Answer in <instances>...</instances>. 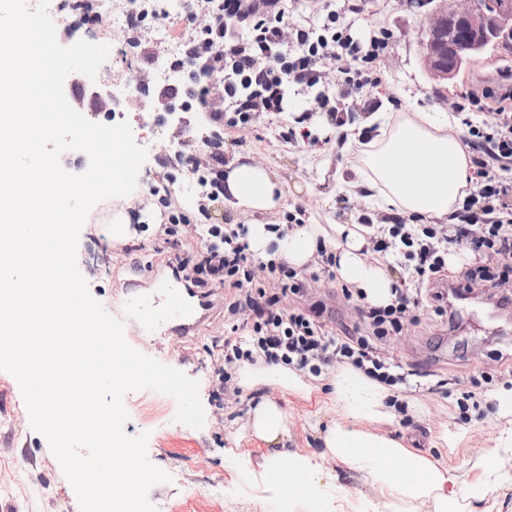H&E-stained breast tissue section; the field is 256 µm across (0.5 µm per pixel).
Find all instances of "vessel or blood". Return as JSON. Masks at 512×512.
I'll list each match as a JSON object with an SVG mask.
<instances>
[{"instance_id":"obj_1","label":"vessel or blood","mask_w":512,"mask_h":512,"mask_svg":"<svg viewBox=\"0 0 512 512\" xmlns=\"http://www.w3.org/2000/svg\"><path fill=\"white\" fill-rule=\"evenodd\" d=\"M220 297V291L203 295L164 275L153 262H142L126 284L123 318L161 350L172 339L198 333L210 321Z\"/></svg>"}]
</instances>
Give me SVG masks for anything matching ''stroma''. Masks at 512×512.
<instances>
[{"mask_svg": "<svg viewBox=\"0 0 512 512\" xmlns=\"http://www.w3.org/2000/svg\"><path fill=\"white\" fill-rule=\"evenodd\" d=\"M434 5V0H361L360 14L350 17L353 38L367 45L372 31L381 28L389 45L376 63L381 84L371 92L369 109L354 108V125H364L375 112L392 119L401 112H448L450 103L458 102L462 94L492 85L494 74L512 67V49L493 48L455 80L434 81L424 67L421 47L423 16ZM169 65L164 52L147 62L132 55L124 63L106 61L97 77L117 88L140 69L156 74ZM315 96L312 89L290 88L286 112L224 130L225 160L252 154L283 184L280 205L261 215V222L286 223L289 212L298 209L307 224L352 223L364 215L376 223L388 221L387 211L374 201L341 192L336 175L356 164L357 156L342 151V141L318 111ZM143 105L140 99L124 100L119 112L129 121L135 141L148 152L137 182L138 191L146 195L163 177L156 160L173 155L177 128L164 122L161 113L144 111ZM306 110L313 113L309 123L313 137L322 141L316 148L291 144L279 136L295 114ZM186 231V225L180 224L173 236L164 239L148 231L136 234L119 244L123 268L109 276H93L89 269L102 266L108 233L94 224L83 225L77 265L88 276L91 295L108 304L114 289L130 277L132 263L148 258L165 261ZM493 293V288L481 289L468 305H454L448 317L421 312L417 324L381 344L385 357L406 375L408 392L401 397L405 405L401 419L377 425L376 430L404 442L415 440L416 451L455 468L462 481L456 512H512V454L505 452L502 439L503 430L512 426V387L495 385L484 416L469 423L456 421L451 411V392L470 377L483 372L512 376V307L499 308ZM284 304L321 305V320L335 335L357 320L355 301L344 297L340 282L325 277L312 284L304 297L288 296ZM223 336L224 314L219 311L199 334L168 344L159 356L162 363L198 380L205 414L202 428L186 429L175 422L176 402L168 395L143 389L128 392L123 399L129 414L125 432L148 433L149 459L171 476L170 482L149 492L157 512H275L279 489L262 468L264 444L257 440L236 444L229 437L245 418L251 394L220 404L208 383L213 343ZM263 393L290 414L291 451L301 456L321 452L314 423L328 419L322 395L314 391L301 396L273 387ZM20 396L17 380L0 370V512H80L76 493L47 439L32 429L26 408L19 406ZM484 454L492 457L490 467H476ZM304 480L311 484L312 496L323 499L324 512H372L379 495L361 474L335 462L325 464L322 472L306 474ZM212 482L223 485L222 498L201 496V488Z\"/></svg>", "mask_w": 512, "mask_h": 512, "instance_id": "1", "label": "stroma"}]
</instances>
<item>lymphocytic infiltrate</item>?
Here are the masks:
<instances>
[{"instance_id":"obj_1","label":"lymphocytic infiltrate","mask_w":512,"mask_h":512,"mask_svg":"<svg viewBox=\"0 0 512 512\" xmlns=\"http://www.w3.org/2000/svg\"><path fill=\"white\" fill-rule=\"evenodd\" d=\"M295 0H190L195 24L181 38L174 67L203 72L208 85L198 95L200 110L216 124L245 125L263 112H282L289 87L317 89V101L331 125H345L352 103L365 99L376 86L375 62L387 47L375 41L361 51L344 34L340 13L327 11L320 27H287ZM246 21L245 34L227 40V22ZM496 100V123L479 120L477 106ZM456 114L468 130L478 181L465 197L453 225L408 224L398 219L379 225L373 248L394 256L405 277L392 288L383 307L359 306L364 333L335 336L326 332L316 308L282 310V296L300 295L319 272L306 273L283 261L264 263L265 279L255 277L249 253L248 228L225 230L218 217L224 202V151L209 140H189L181 130L182 157L199 176L202 190L195 202L197 223L168 258L166 269L187 286L224 291V339L210 375L212 395L238 394L231 370L238 361L284 363L321 376L338 364H349L387 385L404 382L392 374L378 341L402 333L416 323L420 310L447 313V298L435 285L448 267L451 250H467L476 261L460 273L475 286L505 287L512 283V78L464 96ZM253 311L249 327H241L243 310Z\"/></svg>"}]
</instances>
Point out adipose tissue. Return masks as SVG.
<instances>
[{
  "instance_id": "adipose-tissue-1",
  "label": "adipose tissue",
  "mask_w": 512,
  "mask_h": 512,
  "mask_svg": "<svg viewBox=\"0 0 512 512\" xmlns=\"http://www.w3.org/2000/svg\"><path fill=\"white\" fill-rule=\"evenodd\" d=\"M472 173V154L454 118L414 112L381 125L344 183L351 194L382 199L403 219L444 224L463 202ZM282 193L277 175L250 155H235L224 167V202L234 213L269 212L277 207ZM249 247L262 260H283L298 270L316 263L321 254H330L338 280L363 291L365 303L384 306L392 298L395 278L385 262L374 257L370 232L359 224H282L272 230L257 223ZM237 382L248 392L270 385L301 395L312 390L303 376L281 363H241ZM330 385L326 406L339 411L342 420L331 423L322 437V461L340 462L377 486L382 497L378 512H383L387 497L410 503L430 501L438 507L456 500L460 485L451 468L434 465L401 441L366 430V423H390L396 418L389 388L351 367L338 369ZM239 434L266 445L268 473L294 460L307 471L316 469L310 459L296 458L289 451L288 412L269 397L250 407ZM380 455L399 461L402 477L379 469L375 459Z\"/></svg>"
}]
</instances>
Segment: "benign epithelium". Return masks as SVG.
Instances as JSON below:
<instances>
[{
    "label": "benign epithelium",
    "mask_w": 512,
    "mask_h": 512,
    "mask_svg": "<svg viewBox=\"0 0 512 512\" xmlns=\"http://www.w3.org/2000/svg\"><path fill=\"white\" fill-rule=\"evenodd\" d=\"M424 16L422 54L425 67L439 80L454 77L471 58L490 46H512V0H436ZM72 82L83 87L89 100H114L108 84L91 82L75 74Z\"/></svg>",
    "instance_id": "obj_1"
}]
</instances>
